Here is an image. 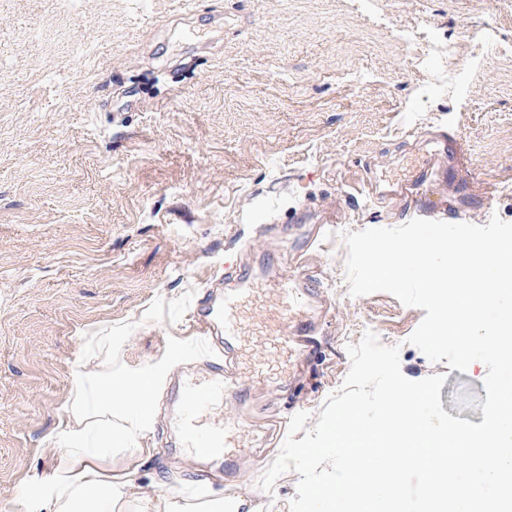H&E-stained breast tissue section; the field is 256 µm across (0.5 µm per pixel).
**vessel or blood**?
<instances>
[{"mask_svg": "<svg viewBox=\"0 0 512 512\" xmlns=\"http://www.w3.org/2000/svg\"><path fill=\"white\" fill-rule=\"evenodd\" d=\"M276 295L279 318L290 326L277 330L268 342L285 356H300L314 345L319 333L314 305L322 296L321 279L275 272L267 274ZM252 272L225 266L226 289L220 298L206 301L189 312V323L202 345L220 344L224 360L204 371L187 375L179 385L172 424L184 454L224 466V512H251L249 498L237 492L245 474L238 464L244 454L250 424L244 417H231L227 408H248L252 386L236 368L237 360L252 338L245 330V314L256 290Z\"/></svg>", "mask_w": 512, "mask_h": 512, "instance_id": "vessel-or-blood-1", "label": "vessel or blood"}]
</instances>
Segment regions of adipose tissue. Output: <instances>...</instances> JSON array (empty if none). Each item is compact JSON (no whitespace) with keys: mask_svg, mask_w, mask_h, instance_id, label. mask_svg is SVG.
I'll use <instances>...</instances> for the list:
<instances>
[{"mask_svg":"<svg viewBox=\"0 0 512 512\" xmlns=\"http://www.w3.org/2000/svg\"><path fill=\"white\" fill-rule=\"evenodd\" d=\"M156 386V379L149 375L133 379L108 375L80 381L64 405L62 433L73 451L58 460L51 512H97L100 502L121 498L131 475L112 481L99 473L93 461L106 449L124 447L135 433L151 424ZM131 408L137 411L135 424L113 428V418L125 416Z\"/></svg>","mask_w":512,"mask_h":512,"instance_id":"ef3b65f1","label":"adipose tissue"}]
</instances>
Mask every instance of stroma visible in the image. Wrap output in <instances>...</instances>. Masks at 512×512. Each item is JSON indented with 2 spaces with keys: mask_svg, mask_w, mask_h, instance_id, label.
Instances as JSON below:
<instances>
[{
  "mask_svg": "<svg viewBox=\"0 0 512 512\" xmlns=\"http://www.w3.org/2000/svg\"><path fill=\"white\" fill-rule=\"evenodd\" d=\"M431 41L459 63L450 85ZM448 136L468 170L429 184L435 219L512 223V0H0V512H47L81 373L158 378L134 453L95 461L135 474L98 512L223 497L195 482L198 461L165 454L166 390L210 360L188 312L241 261L261 277L299 251L321 275L320 344L289 414L316 425L370 330L408 379L445 375L446 413L481 423L485 371L408 344L424 310L351 296L340 238L414 219L365 184L447 167ZM280 451L267 438L248 463L254 512H290L297 473L259 486Z\"/></svg>",
  "mask_w": 512,
  "mask_h": 512,
  "instance_id": "stroma-1",
  "label": "stroma"
}]
</instances>
